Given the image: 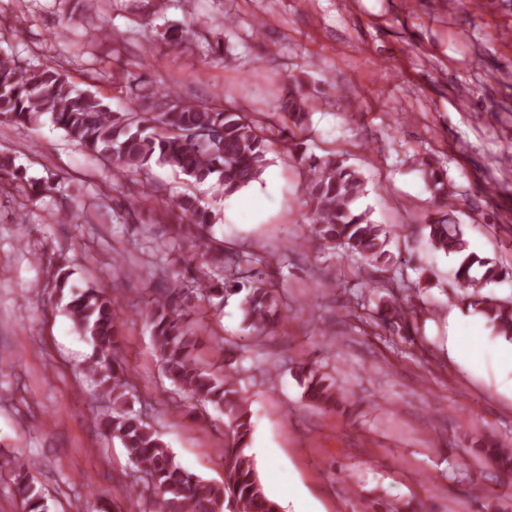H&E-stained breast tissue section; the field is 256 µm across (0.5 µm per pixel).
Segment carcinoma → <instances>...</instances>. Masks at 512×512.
Listing matches in <instances>:
<instances>
[{"label": "carcinoma", "instance_id": "cac0c4a2", "mask_svg": "<svg viewBox=\"0 0 512 512\" xmlns=\"http://www.w3.org/2000/svg\"><path fill=\"white\" fill-rule=\"evenodd\" d=\"M83 9L98 35L112 37V28L103 19V0H86ZM162 38L178 47L199 35L191 28L169 27ZM125 85L130 106L114 112L97 93L70 82L56 61L46 58L28 69L14 56L0 53V120L37 128L50 118L69 143L112 165L114 192L121 187L120 178L138 175L145 180L146 195L156 196L162 189L150 181L151 171L167 166L193 183L214 181L224 194L232 195L259 181L270 164L272 130L250 113L226 103L190 101L175 90L162 91L142 74L125 77ZM281 93L279 114L287 123L278 124V137L305 169L309 234L325 246L346 249L365 264L389 267L393 275L384 287H405V274L389 250L396 229L375 223L370 211L361 208L366 182L359 169L333 152L322 157L306 155L302 133L312 101L309 88L290 76ZM418 165L434 197L443 206L453 207L447 176L431 160ZM23 181L28 185L26 196L33 200L58 190L59 185L49 179L25 180L14 158L1 153L0 188L18 187ZM165 211L178 221L172 233L189 257L170 276L160 267L147 318L161 370L175 390L203 408L211 406L224 414V448L220 449L224 483H212L182 468L142 414L127 406L135 386L117 354V298L105 288L90 285L65 309L93 347L85 365L87 374L112 394V412L98 421L100 433L118 440L129 463L144 474L150 512H280V505L265 494L250 453L252 421L243 390L231 373L217 375L205 369L197 354L200 338L187 321L195 302L238 293V280L247 272L250 285L242 302L244 321L254 337L266 336L283 317L278 290L255 268L262 259L226 250L224 244L207 237L214 214L198 198L184 194L167 204ZM424 228L434 251L456 258L455 278L459 287L471 289L469 305L500 335L512 339V301L501 302L482 293L487 284L506 277V269L495 258L469 251L463 232L446 216L429 218ZM415 313L410 299H396L382 322L390 326L399 322L409 331ZM298 369L309 405L324 411H345L353 405L351 395L317 362L302 360ZM476 453L502 471L512 470V448L492 436L479 442ZM0 466L9 467L13 474V495L22 512H48L45 493L22 461L3 449Z\"/></svg>", "mask_w": 512, "mask_h": 512}]
</instances>
